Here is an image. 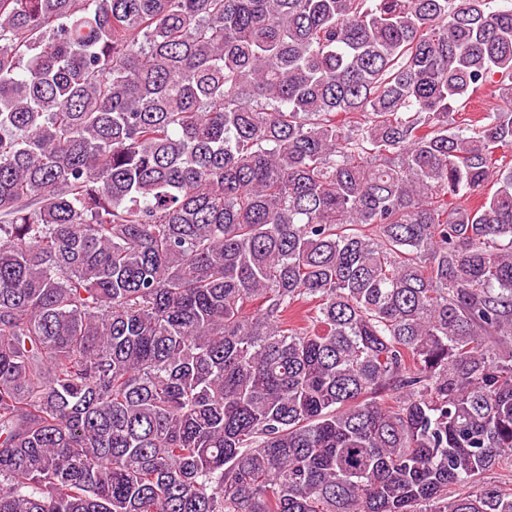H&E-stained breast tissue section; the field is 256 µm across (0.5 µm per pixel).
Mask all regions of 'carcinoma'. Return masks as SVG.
Segmentation results:
<instances>
[{"instance_id":"obj_1","label":"carcinoma","mask_w":512,"mask_h":512,"mask_svg":"<svg viewBox=\"0 0 512 512\" xmlns=\"http://www.w3.org/2000/svg\"><path fill=\"white\" fill-rule=\"evenodd\" d=\"M506 145L512 0H0V512H512Z\"/></svg>"}]
</instances>
